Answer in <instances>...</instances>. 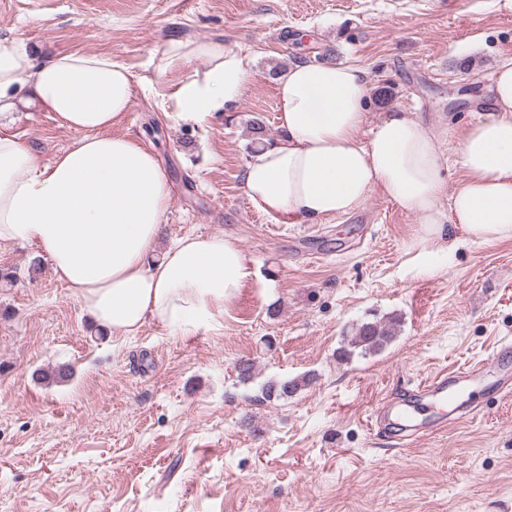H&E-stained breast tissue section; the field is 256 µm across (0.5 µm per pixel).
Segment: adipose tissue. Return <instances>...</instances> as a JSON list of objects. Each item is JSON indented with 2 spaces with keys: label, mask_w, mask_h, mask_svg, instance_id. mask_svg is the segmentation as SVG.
<instances>
[{
  "label": "adipose tissue",
  "mask_w": 512,
  "mask_h": 512,
  "mask_svg": "<svg viewBox=\"0 0 512 512\" xmlns=\"http://www.w3.org/2000/svg\"><path fill=\"white\" fill-rule=\"evenodd\" d=\"M202 76L173 81L188 61ZM167 98L184 120L204 121L236 102L243 58L217 40L177 41L157 52ZM32 90L72 143L42 161L0 130V241L33 246L102 329L132 336L146 324L172 331L222 327L225 304L251 276L242 250L217 232L160 248L172 187L154 153L115 133L135 95L132 76L107 54L36 61L25 44L0 42V112ZM494 110L458 135L463 176L442 206L439 141L407 112L368 125L367 85L350 65L293 64L278 81V142L253 154L242 189L281 224H316L361 208L373 191L415 215L416 261L433 265L445 230L475 242L512 239V62L500 65Z\"/></svg>",
  "instance_id": "adipose-tissue-1"
}]
</instances>
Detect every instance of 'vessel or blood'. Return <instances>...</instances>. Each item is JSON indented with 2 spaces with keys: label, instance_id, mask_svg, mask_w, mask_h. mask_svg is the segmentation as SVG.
<instances>
[{
  "label": "vessel or blood",
  "instance_id": "b4317fda",
  "mask_svg": "<svg viewBox=\"0 0 512 512\" xmlns=\"http://www.w3.org/2000/svg\"><path fill=\"white\" fill-rule=\"evenodd\" d=\"M488 379L494 382L495 396L512 394V368L505 363L503 353L435 374L410 390L407 398L401 402L382 403L378 411L398 427L403 438L443 433L448 429V408H455L463 418L477 415V406L467 400L469 390L474 384Z\"/></svg>",
  "mask_w": 512,
  "mask_h": 512
}]
</instances>
